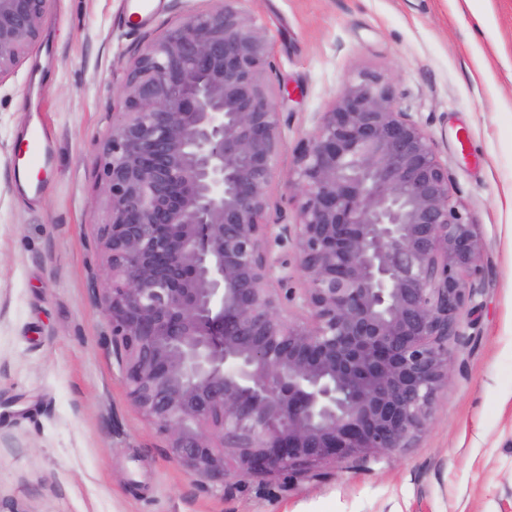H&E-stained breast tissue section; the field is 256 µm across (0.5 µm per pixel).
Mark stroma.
Masks as SVG:
<instances>
[{
  "label": "stroma",
  "mask_w": 512,
  "mask_h": 512,
  "mask_svg": "<svg viewBox=\"0 0 512 512\" xmlns=\"http://www.w3.org/2000/svg\"><path fill=\"white\" fill-rule=\"evenodd\" d=\"M51 0L39 41L0 80V512H512V0H245L271 47L283 139L270 211L296 221L293 151L351 77H387L476 224L482 288L413 447L201 487L130 404L94 295L107 218L98 157L125 67L218 0ZM46 139L35 192L18 142Z\"/></svg>",
  "instance_id": "stroma-1"
}]
</instances>
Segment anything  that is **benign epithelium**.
<instances>
[{"instance_id": "1", "label": "benign epithelium", "mask_w": 512, "mask_h": 512, "mask_svg": "<svg viewBox=\"0 0 512 512\" xmlns=\"http://www.w3.org/2000/svg\"><path fill=\"white\" fill-rule=\"evenodd\" d=\"M50 2L0 0V78ZM241 2L144 46L100 155L112 357L169 457L219 491L412 447L448 386L480 251L448 166L371 72L293 154L297 222L268 220L282 134L269 42Z\"/></svg>"}]
</instances>
